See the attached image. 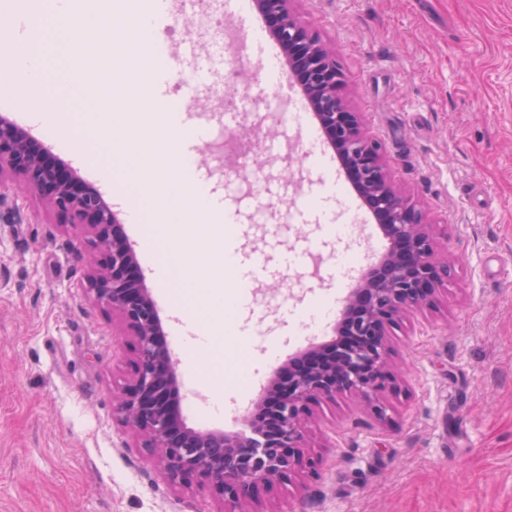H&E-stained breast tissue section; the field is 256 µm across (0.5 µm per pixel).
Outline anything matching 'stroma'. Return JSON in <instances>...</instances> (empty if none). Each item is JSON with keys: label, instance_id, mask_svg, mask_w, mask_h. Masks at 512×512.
<instances>
[{"label": "stroma", "instance_id": "35a3bbf8", "mask_svg": "<svg viewBox=\"0 0 512 512\" xmlns=\"http://www.w3.org/2000/svg\"><path fill=\"white\" fill-rule=\"evenodd\" d=\"M300 19L336 49L347 77L344 96L385 145L398 183L424 204L431 223L448 227L455 260L438 307L395 328L391 360L401 371L382 401L386 419L349 397L314 407L309 428L319 463L267 493L266 512H512V0H297ZM101 51L84 71L56 51L52 8L35 19V59L45 93L60 69L83 85L70 112H125V131L151 142L167 122L150 98L132 105L143 83L136 18L99 0ZM250 99L225 122L226 80L210 77L187 94L189 120L207 116L212 137L201 173L233 204L234 238L190 214L184 233L192 273L207 278L203 254L266 250L268 272L254 281L249 309L231 332L205 299L176 315L148 254L141 225L129 219L133 186L122 164L94 167L64 133L37 138L76 176L107 194L125 218L145 283L156 300L166 342L179 359L184 422L198 430L243 429L259 382L293 353L330 341L335 319L322 314L350 288L348 255L360 269L376 262L372 224L337 238L329 224L355 222L332 172L305 156L309 138L255 56ZM249 128L257 147L224 152ZM291 166V178L282 169ZM72 233L44 200L0 184V512H221L211 488L172 486L148 449L114 415L132 372L130 340L111 310L86 290ZM302 262L282 265V255ZM217 328L206 355L185 358L193 323Z\"/></svg>", "mask_w": 512, "mask_h": 512}]
</instances>
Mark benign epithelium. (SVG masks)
Instances as JSON below:
<instances>
[{
  "label": "benign epithelium",
  "instance_id": "1",
  "mask_svg": "<svg viewBox=\"0 0 512 512\" xmlns=\"http://www.w3.org/2000/svg\"><path fill=\"white\" fill-rule=\"evenodd\" d=\"M295 0H256L269 35L288 59L325 138L337 149L347 177L380 220L388 250L363 273L336 324V340L288 360L247 416L250 435L201 433L180 416L178 360L167 346L159 310L140 273L136 251L111 207L15 123L0 118V183L19 178L35 190L57 223L96 253L86 264L92 300L112 310L130 337L134 370L116 410L150 449L169 482L199 480L224 512H261L262 493L315 470L307 420L312 406L349 395L375 413L394 383L390 333L404 317L437 307L451 261L438 251L424 207L395 182L382 143L345 100V74L321 35L303 24Z\"/></svg>",
  "mask_w": 512,
  "mask_h": 512
}]
</instances>
